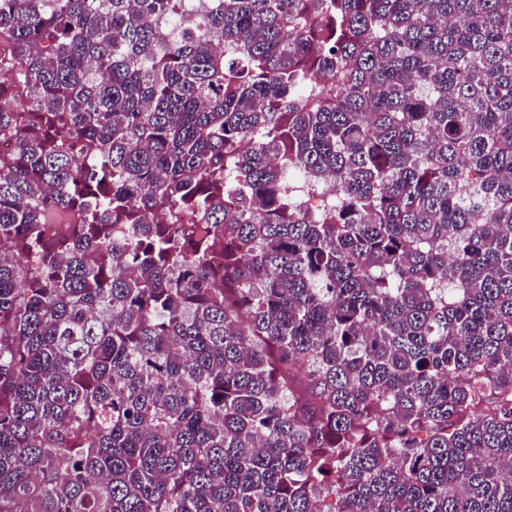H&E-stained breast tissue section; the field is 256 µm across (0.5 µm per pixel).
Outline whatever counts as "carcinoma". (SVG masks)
Instances as JSON below:
<instances>
[{"mask_svg":"<svg viewBox=\"0 0 512 512\" xmlns=\"http://www.w3.org/2000/svg\"><path fill=\"white\" fill-rule=\"evenodd\" d=\"M0 512H512V0H0Z\"/></svg>","mask_w":512,"mask_h":512,"instance_id":"cac0c4a2","label":"carcinoma"}]
</instances>
